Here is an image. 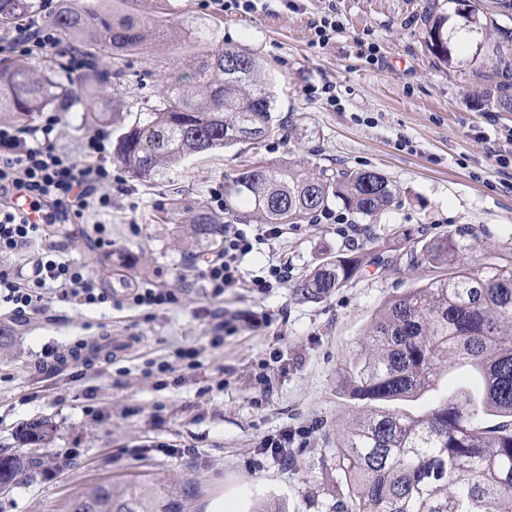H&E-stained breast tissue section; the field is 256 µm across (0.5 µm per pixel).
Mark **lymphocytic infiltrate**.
<instances>
[{"label": "lymphocytic infiltrate", "instance_id": "lymphocytic-infiltrate-1", "mask_svg": "<svg viewBox=\"0 0 512 512\" xmlns=\"http://www.w3.org/2000/svg\"><path fill=\"white\" fill-rule=\"evenodd\" d=\"M59 43L55 28L23 23L10 39H0V56L36 58ZM56 123V115H47L37 137L0 124V191L23 194L32 208L44 215L43 223L33 224L15 205H0L1 255L22 253L42 238L46 225L59 218L87 213L98 216L112 207V169L100 161L106 151L103 136L87 137L75 154L45 142V135L53 131ZM282 235L278 224H260L251 230L225 225L222 250L204 258L202 265L195 267L194 276L204 283L214 300L230 288H245L258 297L284 287L291 278V269L285 262L269 263L248 278L241 270L247 255L258 246L272 245ZM31 264L32 273L28 276L0 266V304L7 305L15 318L39 314L50 297L81 306H99L112 300L111 294L99 288L80 265L54 259L48 252L34 256Z\"/></svg>", "mask_w": 512, "mask_h": 512}]
</instances>
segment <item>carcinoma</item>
I'll list each match as a JSON object with an SVG mask.
<instances>
[{
	"label": "carcinoma",
	"mask_w": 512,
	"mask_h": 512,
	"mask_svg": "<svg viewBox=\"0 0 512 512\" xmlns=\"http://www.w3.org/2000/svg\"><path fill=\"white\" fill-rule=\"evenodd\" d=\"M52 24L74 37L87 70L96 73L87 91L86 118L119 128L114 160L132 177H167L190 158L237 144H255L282 129L275 100L257 59L222 45L198 56L191 74L165 86L158 100L134 112H107L98 88L124 71L99 69L105 54L142 50L168 34L157 23L99 8L88 0H62ZM38 0H0V26L11 28L42 11ZM473 13L495 32L492 59L482 71L480 102L512 115V0H474ZM426 43L443 62L448 43L440 19L429 22ZM59 69L0 66V114L21 124L49 106L67 101ZM395 185L375 170L335 171L325 166L307 175L293 165L248 166L225 184V210L246 209L265 224H301L333 202L360 219L397 204ZM198 239L216 241L224 225L205 212L189 225ZM457 229L424 238L407 252L408 266L440 274L390 298L376 313L360 344L351 373L353 397L393 401L435 388L445 372L470 370L472 385L453 390L424 415L412 418L372 407L353 421L336 444V467L354 488L336 512H512V264L468 267ZM360 253H339L296 284L301 302H321L354 280ZM486 416L499 422L480 428ZM47 420L22 425L20 442L48 443ZM22 453L0 454V483L37 469ZM69 512H155L136 491L118 494L105 486L75 499Z\"/></svg>",
	"instance_id": "1"
}]
</instances>
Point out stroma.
Here are the masks:
<instances>
[{
	"label": "stroma",
	"instance_id": "stroma-1",
	"mask_svg": "<svg viewBox=\"0 0 512 512\" xmlns=\"http://www.w3.org/2000/svg\"><path fill=\"white\" fill-rule=\"evenodd\" d=\"M121 15L161 22L175 37L142 53L103 56L101 68L120 69L123 82L104 89L111 106L128 109L152 87L149 73L166 78L189 72L203 43L253 54L272 81L279 135L255 146H237L194 158L172 184L131 178L110 213L68 217L51 225L33 252L59 246L62 257L85 266L109 303L82 308L50 302L29 321L0 308V452L18 447L22 424L50 419L48 448L28 456L57 457L54 471L37 469L0 494V512H68L71 501L105 486L138 488L157 512H254L262 504L280 512H330L352 489L336 468V442L368 402L349 392V366L379 308L414 287L418 276L403 257L414 242L466 227L468 265L512 262V166L501 167L485 135L512 127L483 110L477 74L488 64L492 29L476 22L472 0H260L247 15L224 14L202 0H97ZM445 17L447 61L425 42L429 10ZM335 12L341 29L328 44L315 42L312 23ZM380 47L368 64L364 46ZM50 135L57 147L79 152L101 133L114 148L116 131L83 121L81 107L57 108ZM292 163L305 173L318 167L374 169L399 191L398 203L373 219L342 224H291L273 250L245 257L244 272L284 259L292 283L261 299L245 292L210 300L194 280L197 258L219 252L206 240H182L202 210L231 220L211 201L228 177L253 162ZM101 220L111 246L86 233ZM366 253L370 264L347 287L319 303L300 302L294 285L329 256ZM169 288L179 304L135 309L128 301L141 281ZM262 309L270 327L242 328L210 347L205 311ZM84 342L79 370L42 369L45 352L66 355ZM203 345L199 366L176 367L172 382L156 384L158 363L178 347ZM305 428L287 460L265 453V436Z\"/></svg>",
	"mask_w": 512,
	"mask_h": 512
}]
</instances>
